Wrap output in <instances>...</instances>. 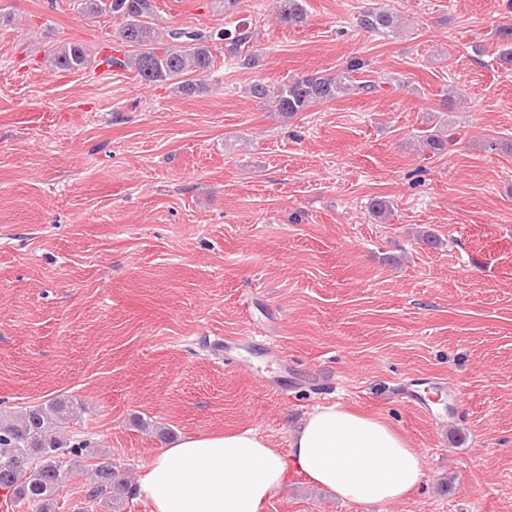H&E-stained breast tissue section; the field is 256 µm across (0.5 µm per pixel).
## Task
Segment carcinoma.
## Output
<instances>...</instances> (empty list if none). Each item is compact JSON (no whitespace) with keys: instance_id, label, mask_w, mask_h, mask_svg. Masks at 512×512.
<instances>
[{"instance_id":"1","label":"carcinoma","mask_w":512,"mask_h":512,"mask_svg":"<svg viewBox=\"0 0 512 512\" xmlns=\"http://www.w3.org/2000/svg\"><path fill=\"white\" fill-rule=\"evenodd\" d=\"M79 12L90 18L111 16L122 20L119 31L120 55L95 60L87 47L78 42L62 41L50 51L52 66L61 71H80L97 63L107 67L132 69L146 86L169 85L181 95L197 91V84L186 79L190 74L215 72L214 52L224 50V57L236 65L251 68L259 63V54L250 46L249 29L236 26L216 31L191 28L160 31L153 22L154 0H73ZM278 21L284 26H298L305 21V0H274ZM361 28L371 32H391L394 17L387 11H364L357 18ZM496 60L512 69V24L498 30ZM364 62L352 59L338 73L312 72L288 77L275 84L257 81L250 87L252 98L271 103L276 111L294 116L312 106L355 92L368 95L376 85H354L350 74L361 70ZM457 145L455 134L430 135L422 141L423 149L434 154L449 153ZM78 404L53 399L33 405L15 416L0 413V489L18 500L36 504L38 512H52L62 490L63 458L81 457L92 447L86 438L62 437V425L72 418ZM133 495L125 473L106 456L96 465L87 498L117 502Z\"/></svg>"}]
</instances>
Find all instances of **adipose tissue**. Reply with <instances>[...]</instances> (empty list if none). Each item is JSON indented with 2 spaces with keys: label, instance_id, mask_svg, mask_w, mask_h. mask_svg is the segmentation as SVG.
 I'll use <instances>...</instances> for the list:
<instances>
[{
  "label": "adipose tissue",
  "instance_id": "ef3b65f1",
  "mask_svg": "<svg viewBox=\"0 0 512 512\" xmlns=\"http://www.w3.org/2000/svg\"><path fill=\"white\" fill-rule=\"evenodd\" d=\"M292 466L339 499L382 504L415 492L424 457L383 420L329 405L308 414L285 453L252 430L183 436L133 488L150 512H262Z\"/></svg>",
  "mask_w": 512,
  "mask_h": 512
}]
</instances>
